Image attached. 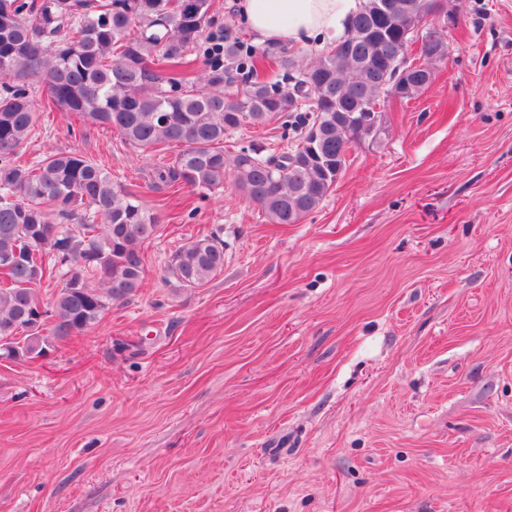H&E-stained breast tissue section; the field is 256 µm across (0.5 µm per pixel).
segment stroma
<instances>
[{
    "label": "stroma",
    "instance_id": "35a3bbf8",
    "mask_svg": "<svg viewBox=\"0 0 512 512\" xmlns=\"http://www.w3.org/2000/svg\"><path fill=\"white\" fill-rule=\"evenodd\" d=\"M297 224L232 178L150 183L116 131L44 115L163 218L138 296L36 361L0 358V512H512V0H460L446 61L382 101ZM283 118L234 152L280 148ZM224 269H164L210 232Z\"/></svg>",
    "mask_w": 512,
    "mask_h": 512
}]
</instances>
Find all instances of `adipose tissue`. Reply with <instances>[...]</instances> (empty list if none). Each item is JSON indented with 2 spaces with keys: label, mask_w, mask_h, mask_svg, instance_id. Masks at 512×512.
<instances>
[{
  "label": "adipose tissue",
  "mask_w": 512,
  "mask_h": 512,
  "mask_svg": "<svg viewBox=\"0 0 512 512\" xmlns=\"http://www.w3.org/2000/svg\"><path fill=\"white\" fill-rule=\"evenodd\" d=\"M361 0H237L258 42L321 47L341 37Z\"/></svg>",
  "instance_id": "ef3b65f1"
}]
</instances>
